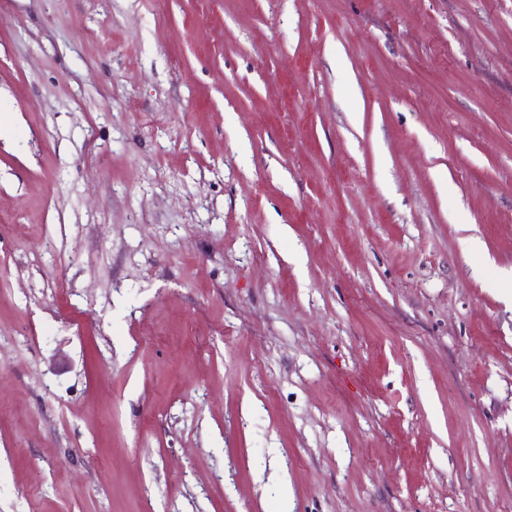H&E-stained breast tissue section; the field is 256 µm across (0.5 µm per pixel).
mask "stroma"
<instances>
[{"instance_id": "stroma-1", "label": "stroma", "mask_w": 512, "mask_h": 512, "mask_svg": "<svg viewBox=\"0 0 512 512\" xmlns=\"http://www.w3.org/2000/svg\"><path fill=\"white\" fill-rule=\"evenodd\" d=\"M512 0H0V512H512Z\"/></svg>"}]
</instances>
